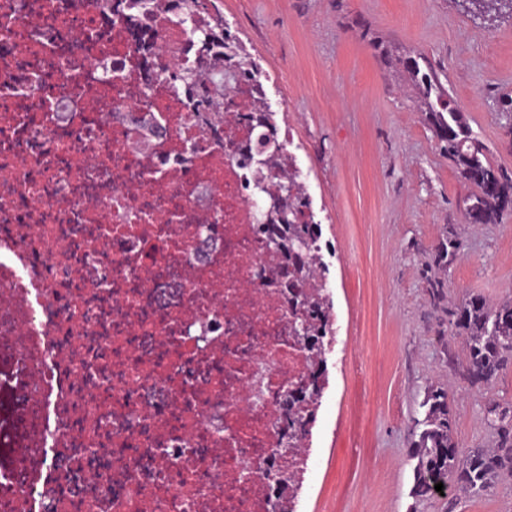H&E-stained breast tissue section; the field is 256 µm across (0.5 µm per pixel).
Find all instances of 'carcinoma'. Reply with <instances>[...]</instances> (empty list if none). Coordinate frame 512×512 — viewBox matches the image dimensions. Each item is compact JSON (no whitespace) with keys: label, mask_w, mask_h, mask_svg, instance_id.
I'll return each mask as SVG.
<instances>
[{"label":"carcinoma","mask_w":512,"mask_h":512,"mask_svg":"<svg viewBox=\"0 0 512 512\" xmlns=\"http://www.w3.org/2000/svg\"><path fill=\"white\" fill-rule=\"evenodd\" d=\"M150 0H105L108 9L123 8L137 21L141 20ZM166 10L189 32L198 50L193 66L168 73L169 67L158 62L151 69L154 76L169 74L171 85L188 96L194 112L224 110V86L242 79L244 73L224 66L232 58L246 59L239 39L224 25V17L215 9V0H164ZM418 90L425 122L438 140L440 151L455 167L459 176L472 186L464 200L463 215L469 224H496L502 215L512 211V173L494 164L487 149L473 136L464 114L440 79L439 71L421 53L398 59ZM266 98L253 107L252 130L268 145L264 162L257 163L251 149L240 150L238 164L257 174L249 185L251 196L259 208L257 231L264 241L276 238L283 249L273 254L278 259L277 275L293 288L297 307L292 315L311 325L313 335L307 344L321 348L320 337L331 332L323 310L309 306L305 289H317L308 268V258L317 249L321 226L314 221L309 196L299 175L290 172L286 182L269 187L262 176L265 170L283 171L295 167L294 157L277 142L279 126ZM461 259V242L452 233L443 238L430 257L429 266L448 271ZM448 280L428 279L431 303L437 307L443 300ZM448 317V334L463 336L466 358L460 363L461 376L472 385H490L512 367V299L493 302L472 295L443 310ZM424 418L417 421L410 457L415 460L412 494L419 499L437 496L434 485L444 490H460L473 496L491 491L496 481L512 475V405L490 402L484 419L496 435L493 448L463 451L454 439L455 420L450 404V391L438 387L426 393L421 403Z\"/></svg>","instance_id":"cac0c4a2"}]
</instances>
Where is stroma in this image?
<instances>
[{"label":"stroma","mask_w":512,"mask_h":512,"mask_svg":"<svg viewBox=\"0 0 512 512\" xmlns=\"http://www.w3.org/2000/svg\"><path fill=\"white\" fill-rule=\"evenodd\" d=\"M233 34L269 76L268 101L296 128L294 153L328 246L335 331L331 420L304 512H512V479L480 497H413L409 452L429 388L453 389L459 447H492L489 401L512 404V369L472 387L450 366L464 340L432 307L430 254L455 226L462 257L450 301L512 296V212L466 223L470 186L439 151L416 92L392 59L423 51L440 68L490 157L512 171V12L478 19L454 0H219ZM367 388L362 424L351 414Z\"/></svg>","instance_id":"stroma-1"}]
</instances>
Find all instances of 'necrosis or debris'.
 <instances>
[{"label":"necrosis or debris","instance_id":"1","mask_svg":"<svg viewBox=\"0 0 512 512\" xmlns=\"http://www.w3.org/2000/svg\"><path fill=\"white\" fill-rule=\"evenodd\" d=\"M146 21L143 49L97 0H0V512H270L285 391L329 386L234 158L266 76L203 123L146 82L194 60L159 0Z\"/></svg>","mask_w":512,"mask_h":512}]
</instances>
